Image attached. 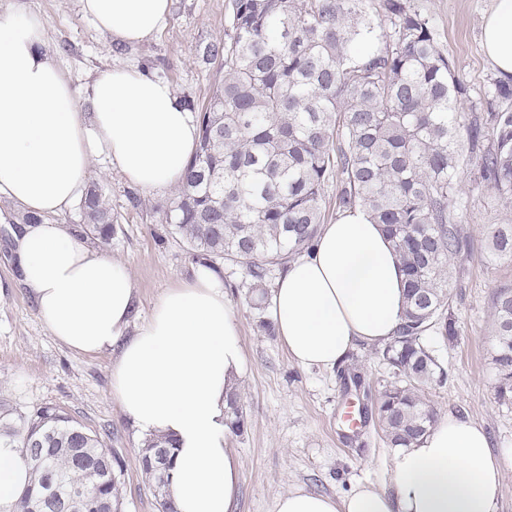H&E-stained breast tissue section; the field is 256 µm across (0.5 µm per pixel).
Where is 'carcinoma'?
Returning a JSON list of instances; mask_svg holds the SVG:
<instances>
[{"label": "carcinoma", "instance_id": "1", "mask_svg": "<svg viewBox=\"0 0 512 512\" xmlns=\"http://www.w3.org/2000/svg\"><path fill=\"white\" fill-rule=\"evenodd\" d=\"M221 60L198 109L199 145L162 220L197 258L239 266L260 285L270 270L311 252L325 221V191L336 183V213L360 209L383 225L406 276L404 318L382 349L395 381L379 393L386 444L408 448L435 423L425 396L448 371L426 343L429 332L457 336L448 314L453 260L468 236L461 174L512 205V79H490L466 103L430 19L411 0H229L224 36L207 43ZM85 233L117 232L98 187L80 205ZM489 259L512 262V224L486 230ZM495 399L512 405V286L492 299ZM345 394L359 390L356 366L343 368ZM228 428L246 427L240 392L226 401ZM18 450L31 482L10 506L30 512L47 476L57 493L86 488L81 512H120V458L104 436L52 406L20 408L0 399V445ZM175 443L147 437L140 467L167 497Z\"/></svg>", "mask_w": 512, "mask_h": 512}]
</instances>
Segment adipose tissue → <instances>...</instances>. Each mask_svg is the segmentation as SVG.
Returning <instances> with one entry per match:
<instances>
[{
	"instance_id": "1",
	"label": "adipose tissue",
	"mask_w": 512,
	"mask_h": 512,
	"mask_svg": "<svg viewBox=\"0 0 512 512\" xmlns=\"http://www.w3.org/2000/svg\"><path fill=\"white\" fill-rule=\"evenodd\" d=\"M80 2L97 30L130 48L165 26L170 4ZM44 36L24 0L0 13V194L41 218L16 237L22 282L59 342L78 354H112V398L135 429L176 440L169 491L177 512H234L241 463L228 446L225 396L244 375L245 356L223 279L198 267L140 318L127 267L56 219L80 198L97 156L141 191L179 184L197 123L167 81L135 65L103 73L78 98L42 51ZM482 48L500 75H512V0H493ZM404 302L390 241L357 210L322 225L312 252L290 262L269 314L293 362L332 369L355 345L386 344ZM28 480L16 449L0 447V512ZM502 480L484 427L449 413L398 451L386 487L360 483L339 496L298 489L280 496L275 512H500Z\"/></svg>"
}]
</instances>
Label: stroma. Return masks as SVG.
Listing matches in <instances>:
<instances>
[{
	"label": "stroma",
	"mask_w": 512,
	"mask_h": 512,
	"mask_svg": "<svg viewBox=\"0 0 512 512\" xmlns=\"http://www.w3.org/2000/svg\"><path fill=\"white\" fill-rule=\"evenodd\" d=\"M428 16L456 74L477 99L497 72L480 49V35L492 0H412ZM46 21L45 48L76 88L101 72L137 64L164 78L177 97L204 104L216 64L202 49L223 36L228 0H170L166 26L150 41L130 49L117 46L80 11L79 0H26ZM89 185L103 189L117 219L109 244L85 237L130 271L139 311L148 314L158 297L190 278L197 265L179 238L161 221L159 208L172 190L144 193L101 157L89 166ZM461 213L469 238L454 263L456 286L450 309L458 321L454 342L439 344L448 380L429 390L437 414L457 412L482 424L503 470L501 512H512V407L494 399L491 302L495 291L512 285V263H489L483 227L512 224V208L473 181L463 184ZM20 206L0 196V398L13 405L60 407L100 433L124 464L119 477L121 512H158L139 467L143 438L112 399L108 354L83 355L60 343L19 284L15 261L16 219ZM225 295L239 319L246 373L238 385L246 416L242 434L230 446L242 467L236 512H274L276 499L290 491L341 495L359 482L385 486L395 451L374 422L352 440L340 417L346 412L337 370L306 368L288 356L278 337L266 335L259 321L268 310L251 305V280L223 263Z\"/></svg>",
	"instance_id": "stroma-1"
}]
</instances>
